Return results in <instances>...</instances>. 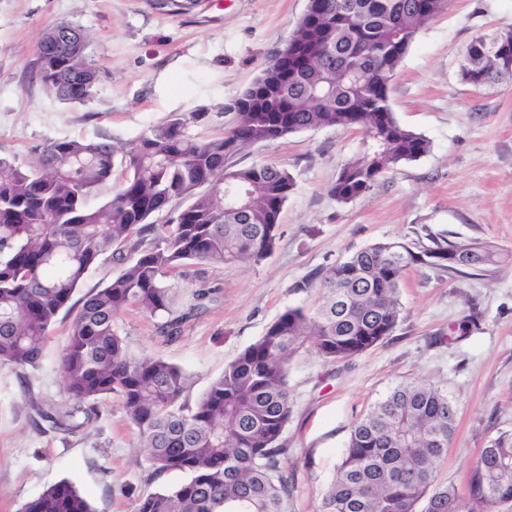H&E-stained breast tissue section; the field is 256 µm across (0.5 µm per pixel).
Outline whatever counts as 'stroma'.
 I'll return each instance as SVG.
<instances>
[{
	"instance_id": "35a3bbf8",
	"label": "stroma",
	"mask_w": 512,
	"mask_h": 512,
	"mask_svg": "<svg viewBox=\"0 0 512 512\" xmlns=\"http://www.w3.org/2000/svg\"><path fill=\"white\" fill-rule=\"evenodd\" d=\"M307 4L199 0L176 15L152 0H0V158L28 165L59 138L128 142L170 113L231 102L286 47ZM61 22L91 37L99 75L82 105L60 103L36 76L37 44ZM510 27L512 0H450L424 24L390 81V99L397 120L431 148L351 202L336 200L329 187L357 152L358 132L309 130L238 155L239 166L271 163L294 178L275 253L259 265H205L177 278L182 301L200 288L213 289L214 300L176 340L157 335L153 319L136 311L118 321L133 353L189 375L181 400L191 405L286 308L313 305L331 266L372 243L416 248L443 237L501 254L490 273L411 267L390 336L349 360L329 362L310 350L292 359V412L282 435L293 483L288 512H315L352 427L401 383L433 385L454 404L440 483L466 492L481 449L512 438V80L477 89L460 78L471 41ZM121 269L111 255L99 259L36 366L0 364V512H20L63 480L95 512H135L139 495L188 479L180 471L150 477L118 395L101 399L98 419L73 433L37 419L36 405L70 402L60 357L83 293Z\"/></svg>"
}]
</instances>
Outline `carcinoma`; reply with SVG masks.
I'll return each mask as SVG.
<instances>
[{"mask_svg": "<svg viewBox=\"0 0 512 512\" xmlns=\"http://www.w3.org/2000/svg\"><path fill=\"white\" fill-rule=\"evenodd\" d=\"M405 2L311 0L288 50L219 109L228 122L209 135L193 131L207 117L201 109L172 113L130 142L62 138L38 149L29 166L0 159L1 364L35 366L56 318L99 258L110 253L126 264L83 296L60 359L72 404L42 408L40 417L73 433L98 418L99 399L119 395L151 475L190 474L170 492L140 495L136 512H288L281 437L291 414L292 358L307 348L327 361L350 359L391 335L401 314L400 284L413 266L486 272L496 263L492 249L472 240L433 238L417 250L374 243L328 271L313 308L285 309L192 407L179 403L184 372L163 358L134 355L118 329L119 316L134 308L173 340L213 297L200 288L183 306L169 274L187 275L197 265H258L275 252L293 177L269 164L237 166L233 158L246 148L307 130H363L358 153L329 187L344 203L429 152L430 142L396 119L389 82L421 26L448 0H417V15L405 11ZM53 31L37 46L39 79L59 101L83 104L98 69L81 46L71 54L46 51ZM505 45L512 50L511 28L473 40L462 80H511L512 70L497 61ZM110 183L112 196L93 204ZM176 203L175 218L153 221ZM453 434L446 393L412 382L396 386L354 424L317 512H489L512 502V441L505 437L481 449L468 496L436 481ZM20 512L93 510L61 481Z\"/></svg>", "mask_w": 512, "mask_h": 512, "instance_id": "cac0c4a2", "label": "carcinoma"}]
</instances>
